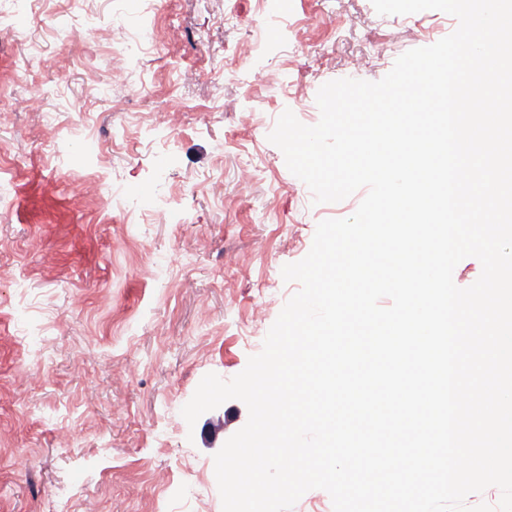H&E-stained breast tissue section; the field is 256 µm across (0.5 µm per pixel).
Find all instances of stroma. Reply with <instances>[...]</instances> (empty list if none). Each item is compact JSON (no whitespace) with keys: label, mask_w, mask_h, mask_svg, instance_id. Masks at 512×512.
I'll return each mask as SVG.
<instances>
[{"label":"stroma","mask_w":512,"mask_h":512,"mask_svg":"<svg viewBox=\"0 0 512 512\" xmlns=\"http://www.w3.org/2000/svg\"><path fill=\"white\" fill-rule=\"evenodd\" d=\"M150 23L158 55L120 52L138 25L121 0H42L0 35V512H222L214 456L248 410L191 427L181 409L261 351L300 289L283 266L364 197L314 203L268 135L287 109L315 125L350 56L377 81L458 25L371 0H164ZM116 67L129 85L107 87ZM270 68L281 89L253 83ZM109 185L150 187L176 221L107 211Z\"/></svg>","instance_id":"stroma-1"}]
</instances>
